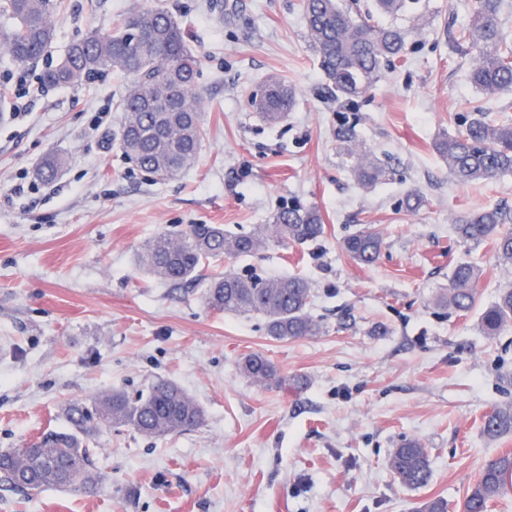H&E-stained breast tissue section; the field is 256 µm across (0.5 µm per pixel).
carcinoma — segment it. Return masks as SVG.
<instances>
[{
  "label": "carcinoma",
  "instance_id": "cac0c4a2",
  "mask_svg": "<svg viewBox=\"0 0 512 512\" xmlns=\"http://www.w3.org/2000/svg\"><path fill=\"white\" fill-rule=\"evenodd\" d=\"M417 0H375L383 14L396 15ZM63 0H0V49L8 64L23 70L35 66L55 37L54 19ZM505 0H473L469 23L449 32L455 51L479 50L468 72L470 84L492 99L512 91V38L504 28ZM308 41L316 53L336 99L352 103L374 88L384 70L405 63L409 31L398 25L381 27L357 20L346 0H303ZM127 78L117 103L123 112L119 142L124 153L160 180L178 176L194 162L203 127L199 63L177 17L162 6L126 15L115 31L87 32L73 41L66 55L40 74L47 87L79 88L105 74ZM297 104L294 87L281 80L253 96L251 105L270 125H276ZM461 129L444 133L434 143L454 180L484 181L512 173V119L487 120L477 110L456 116ZM65 158L48 156L38 178L52 183ZM354 174L363 185H374L392 169L372 157L359 159ZM512 208L495 206L459 215L453 225L463 243L487 242L494 257L512 265ZM324 234L315 208L290 207L277 212L272 223L252 234H233L220 224H192L187 232L160 233L149 239L140 264L156 280L179 286L197 280L200 265L224 256H253L271 240L281 244L312 241ZM344 249L362 264L374 263L382 239L360 231L344 241ZM483 269L472 262L456 265L448 290L435 306L455 312L472 310L478 298ZM209 309L234 314L261 313L268 335L276 340L316 336L320 324L309 313L310 283L302 277L244 279L218 273L202 288ZM512 324V288L501 289L481 313L483 334L500 335ZM241 373L255 383L282 385L275 365L261 352L244 356ZM69 431H50L21 448L0 451V487L27 495L46 489L88 492L99 478L94 452L87 439L102 427H128L141 435L162 437L201 424L203 411L180 387L158 381L132 398L114 389L88 403L69 407ZM482 431L490 439L512 433V403L496 406L484 417ZM393 476L404 486L419 489L431 482L428 449L415 439H404L387 459ZM512 490V451L488 459L468 487L463 512H489L491 505Z\"/></svg>",
  "mask_w": 512,
  "mask_h": 512
}]
</instances>
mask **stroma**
<instances>
[{
    "mask_svg": "<svg viewBox=\"0 0 512 512\" xmlns=\"http://www.w3.org/2000/svg\"><path fill=\"white\" fill-rule=\"evenodd\" d=\"M70 2L48 63L130 12L170 8L200 60L205 134L189 169L157 180L118 147L124 79L48 90L39 70L10 69L0 51V85L25 92L20 118L0 114V451L67 429L73 403L115 388L134 395L159 379L185 389L204 421L161 439L104 429L93 439L95 491L0 488V512H411L436 495L460 512L484 460L512 449L511 434L482 433L484 416L512 402V326L490 339L480 323L498 290L512 288V266L452 231L461 213L512 206V175L457 183L433 146L457 132L465 106L512 116V92H477L469 58L448 41L472 0H419L398 16L410 31L407 63L353 107L328 86L301 0ZM272 77L297 91L274 126L250 105ZM105 111L111 122L94 127ZM343 125L355 127L361 151L390 162V181L357 182L336 140ZM52 153L66 163L45 184L36 170ZM411 189L423 196L413 211L403 204ZM289 206L318 209L324 236L212 261L201 275L306 278L318 335L275 340L263 316L210 310L200 284H162L137 264L159 233L193 224L249 233ZM366 228L383 238L370 266L341 248ZM461 261L483 268L466 314L433 304ZM252 352L305 386L247 379L239 363ZM406 438L429 452L427 487H405L387 467Z\"/></svg>",
    "mask_w": 512,
    "mask_h": 512,
    "instance_id": "obj_1",
    "label": "stroma"
}]
</instances>
